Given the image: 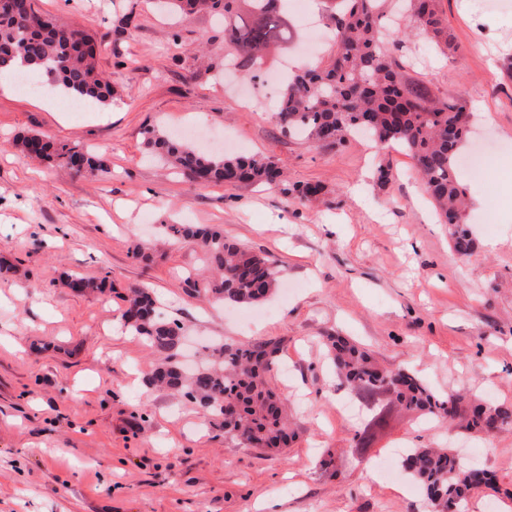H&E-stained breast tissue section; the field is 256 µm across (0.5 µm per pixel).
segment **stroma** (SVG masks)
I'll return each instance as SVG.
<instances>
[{"instance_id":"1","label":"stroma","mask_w":512,"mask_h":512,"mask_svg":"<svg viewBox=\"0 0 512 512\" xmlns=\"http://www.w3.org/2000/svg\"><path fill=\"white\" fill-rule=\"evenodd\" d=\"M38 5L94 38L114 96L75 116L0 89V512H425L403 451L459 443L494 480L465 512H512V427L465 440L392 409L387 396L365 400L337 379L323 347L327 335L349 336L438 395L512 402V178L501 168L512 161V0H439L455 51L440 54L416 33L406 43L409 76L467 101L474 138L464 150L485 154L479 170L456 167L475 241L466 257L403 151L280 133L268 114L279 55L263 77L236 79L224 73V30L210 16L173 18L154 0ZM194 120L322 194L300 204L276 188H199L149 156L145 129ZM30 134L105 154L111 178L26 163L15 143ZM173 222L221 227L278 260L275 297L241 307L187 295L184 277L206 265L191 241L133 258V243ZM74 276L110 286L77 292ZM133 288L152 293L192 339L278 340L273 383L297 430L283 454L243 447L199 407L147 387L156 353L118 330ZM345 403L355 420L340 414ZM387 459L389 480L377 473Z\"/></svg>"}]
</instances>
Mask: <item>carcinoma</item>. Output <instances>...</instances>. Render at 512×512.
<instances>
[{"instance_id": "1", "label": "carcinoma", "mask_w": 512, "mask_h": 512, "mask_svg": "<svg viewBox=\"0 0 512 512\" xmlns=\"http://www.w3.org/2000/svg\"><path fill=\"white\" fill-rule=\"evenodd\" d=\"M288 0H164L171 14H216L224 17V45L234 52L233 64L253 78L265 54L285 50L294 37ZM410 22L428 34L443 52L455 49L448 22L437 0H405ZM334 30L335 52L327 65L292 72L282 87L273 117L281 131L315 145L338 146L352 131L362 129L373 141L396 145L414 161L426 193L440 220L456 224L453 247L461 255L474 249L469 232L459 227L465 191L455 173L460 148L471 133V112L458 97L440 99L428 85L403 70L398 52L404 47L401 31L385 35L392 0H325ZM44 70L49 80L74 91L73 98L105 106L112 85L98 68L93 38L85 31L59 23L42 12L37 0H9L0 9V72L31 75ZM149 153L177 169L191 182L213 185L263 184L280 187L293 200L318 196V184L288 185L278 164L264 156L214 155L174 133L145 131ZM23 158L56 164L78 176L105 178L112 174L109 159L76 144L49 140L39 134L22 138ZM173 241L192 240L201 247L209 274L185 279L186 292L229 305L265 301L281 280L277 261L246 250L214 227L164 224ZM107 277H76L70 284L79 292L106 287ZM122 320L127 332L138 336L158 354L147 379L151 387L178 391L196 404L224 433L254 448L282 449L293 441L285 405L271 385L279 342L248 343L227 340L211 344L193 373L179 360L180 327L164 320L156 300L142 289L126 299ZM336 376L363 397L387 393L407 410L441 421L460 420L473 433H491L512 426V403L467 401L460 396L438 397L416 374L406 369L383 370L373 356L345 336L324 341ZM403 467L424 495L429 512H448V506L467 501L472 491L492 484L484 470L469 466L452 448H410Z\"/></svg>"}]
</instances>
